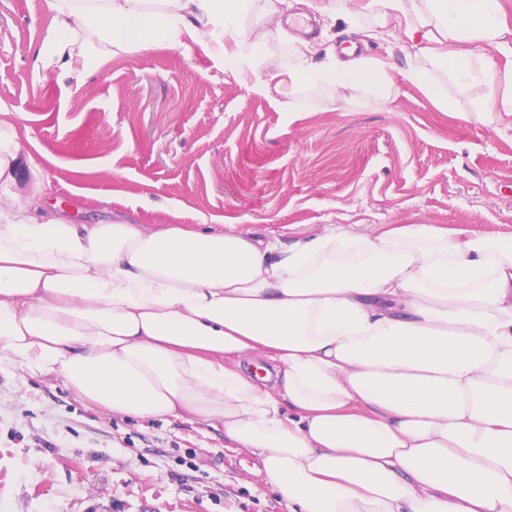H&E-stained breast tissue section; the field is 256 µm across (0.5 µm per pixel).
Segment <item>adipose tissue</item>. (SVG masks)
Here are the masks:
<instances>
[{"mask_svg": "<svg viewBox=\"0 0 512 512\" xmlns=\"http://www.w3.org/2000/svg\"><path fill=\"white\" fill-rule=\"evenodd\" d=\"M46 5L39 74L167 46L255 75L287 112L308 111L316 90L345 109L392 94L386 61L287 37L288 0ZM307 5L376 39L403 25L405 76L440 109L452 83L484 87L478 111L512 112L501 0ZM253 15L263 31L247 26ZM272 33L287 59L265 53ZM44 192L1 112L0 363L60 375L112 411L222 424L284 512H512V237L331 225L286 245L233 227L68 224L46 215ZM256 356L275 377L243 368Z\"/></svg>", "mask_w": 512, "mask_h": 512, "instance_id": "obj_1", "label": "adipose tissue"}]
</instances>
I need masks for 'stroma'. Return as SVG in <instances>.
<instances>
[{"label": "stroma", "instance_id": "obj_1", "mask_svg": "<svg viewBox=\"0 0 512 512\" xmlns=\"http://www.w3.org/2000/svg\"><path fill=\"white\" fill-rule=\"evenodd\" d=\"M45 0H0V108L40 163L47 210L73 224L235 225L289 244L335 224H436L512 235V112L449 89L439 109L404 75L406 38L296 18L290 35L356 42L391 63L393 94L284 111L199 51L125 54L76 80L34 71ZM245 449L192 415L141 418L61 376L0 367V512H283Z\"/></svg>", "mask_w": 512, "mask_h": 512}]
</instances>
